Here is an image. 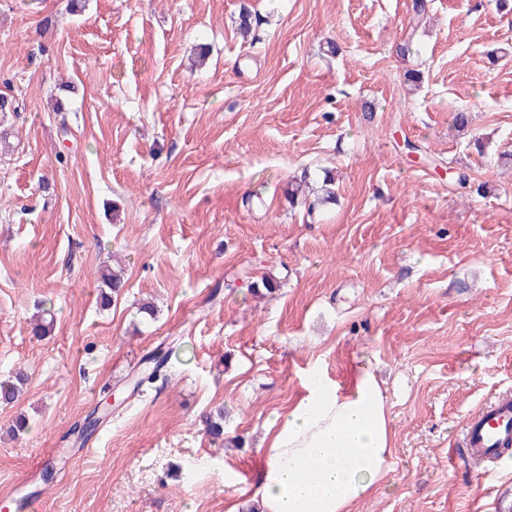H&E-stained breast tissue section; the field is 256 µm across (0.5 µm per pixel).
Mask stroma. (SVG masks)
<instances>
[{
	"mask_svg": "<svg viewBox=\"0 0 512 512\" xmlns=\"http://www.w3.org/2000/svg\"><path fill=\"white\" fill-rule=\"evenodd\" d=\"M412 5L0 0V378L29 376L0 406V504L246 512L309 373L366 363L394 451L356 512H512V454L490 473L451 456L471 414L512 398V0H427L418 26ZM328 173L334 202L291 201ZM175 340L167 378L73 434ZM219 408L224 444L203 431Z\"/></svg>",
	"mask_w": 512,
	"mask_h": 512,
	"instance_id": "obj_1",
	"label": "stroma"
}]
</instances>
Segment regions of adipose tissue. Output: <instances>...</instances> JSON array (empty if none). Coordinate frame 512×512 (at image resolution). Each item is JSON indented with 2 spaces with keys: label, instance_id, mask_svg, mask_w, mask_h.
I'll list each match as a JSON object with an SVG mask.
<instances>
[{
  "label": "adipose tissue",
  "instance_id": "obj_1",
  "mask_svg": "<svg viewBox=\"0 0 512 512\" xmlns=\"http://www.w3.org/2000/svg\"><path fill=\"white\" fill-rule=\"evenodd\" d=\"M392 420L375 373L346 384L314 374L305 395L273 422L252 500L256 512H355L389 483Z\"/></svg>",
  "mask_w": 512,
  "mask_h": 512
}]
</instances>
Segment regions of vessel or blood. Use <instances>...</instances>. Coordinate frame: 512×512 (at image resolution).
Masks as SVG:
<instances>
[{
    "instance_id": "1",
    "label": "vessel or blood",
    "mask_w": 512,
    "mask_h": 512,
    "mask_svg": "<svg viewBox=\"0 0 512 512\" xmlns=\"http://www.w3.org/2000/svg\"><path fill=\"white\" fill-rule=\"evenodd\" d=\"M512 439V400L503 399L480 409L466 422L465 441L470 450L495 457Z\"/></svg>"
}]
</instances>
